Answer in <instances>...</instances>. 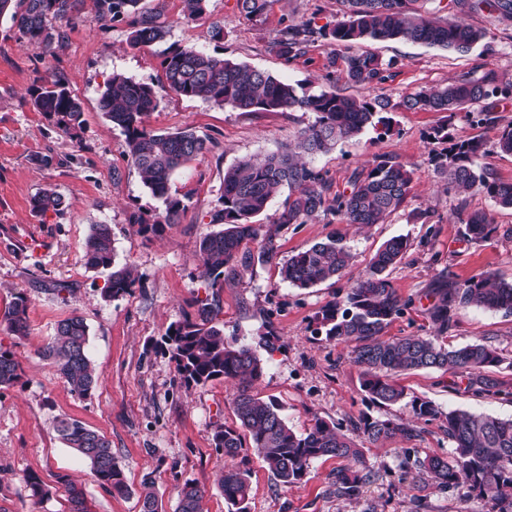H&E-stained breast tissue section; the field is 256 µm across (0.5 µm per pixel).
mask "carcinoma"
I'll use <instances>...</instances> for the list:
<instances>
[{"mask_svg": "<svg viewBox=\"0 0 512 512\" xmlns=\"http://www.w3.org/2000/svg\"><path fill=\"white\" fill-rule=\"evenodd\" d=\"M81 0H0V16L8 14L21 38L51 55L62 32L58 20H69L78 11ZM186 19L201 15L208 0H180ZM273 0H236L240 16L261 24ZM342 19L333 25L316 27L310 21L282 22L272 48L285 61L305 54L307 47L322 39L333 47L328 66L342 61L346 80L367 90L387 79L391 64L373 52L355 51L367 41L424 43L469 53L485 52L483 29L463 21L448 22L425 8L428 0H336ZM92 21L105 26L124 20L129 27L127 44L133 49L150 46L166 39L169 28L161 21L162 9L147 8L143 0H93ZM456 8L470 13L486 11L501 20H512V0H453ZM164 73L170 89L176 93L216 105L230 104L244 112L278 111L299 108L315 114V121L301 130L294 147L261 158H243L224 172L221 208L214 211L210 223L219 229L200 241L199 255L203 274L213 288L237 277L254 263H263L279 253V229L303 224L314 215H332L347 224L370 227L383 223L406 201L412 171L393 156H383L368 168L355 173L351 187L332 191L327 174L307 167L304 156L330 150L338 141L360 135L367 127H389L388 112L398 107L417 112H443L451 119L465 111L476 124L495 122L494 112L500 102L512 99V81H504L492 72L479 78L466 76L448 84L421 90L392 103L383 95L346 96L335 84L315 91L302 83L292 84L245 63L211 56L194 47L173 49L164 61ZM33 107L55 121L56 127L70 138L81 127L82 106L67 87L65 77L54 74L31 92ZM157 107L153 88L121 74L112 76L100 99L104 115L121 127L126 135L128 154L144 184L163 200L162 219L148 224L139 215L130 223L143 234L158 235L169 224L179 223L186 205L169 195L171 176L190 161L210 150V141L186 127L176 132L156 134L145 126V117ZM431 141L449 144L433 156L438 174L450 191H477L487 195L502 208L512 209V181L496 177L480 164L485 142L479 138L455 141L448 123L434 128ZM502 154L512 155V122L500 128L492 144ZM290 193L275 224L276 230L264 229L254 218L269 207L283 187ZM62 199L51 188L39 190L31 199L32 211L42 216L47 211L61 212ZM465 234L476 242L489 238L492 231L486 213L473 211L460 219ZM254 242L256 251L243 245ZM407 250L402 238L381 244L370 258L365 274L353 284L344 300L329 306L322 316L328 339L353 341L354 362L360 368L361 387L377 405H393L404 396V388L393 380L399 372L437 369L471 378L475 393L492 390L482 371L500 362L491 346L471 343L449 347L439 333L448 328L453 312L473 305L512 314V283L498 280L489 273L474 276L463 283L446 281L436 289L438 299L427 309L436 334L384 338L390 324L403 314L410 301L398 295L389 275L401 263ZM85 264L109 269L103 296L118 298L134 285L127 266L115 263L112 230L108 224H95L87 237ZM351 254L334 236L316 242L291 255L280 268L282 281L295 288H310L336 278L349 266ZM28 297L19 292L4 313L11 332L26 334ZM214 309L203 303L196 320L186 319L168 328L163 336L171 359L188 384H205L215 379L237 380L235 398L237 426L214 429L216 451L224 454V467L218 487L229 512H249L250 470L246 468L251 450L266 465L276 480L284 485L297 484L307 475L310 465L323 457L336 458L345 465L336 469V493L348 499L358 497L375 475L374 465L335 424L317 418L310 430L296 434L281 413L279 404L251 391V385L263 374L257 348L271 344L274 334L259 338L257 346L234 345L224 340V331L213 324ZM70 389L86 396L93 391L100 374L89 354L88 328L83 318L72 315L57 324L54 338L42 351ZM21 379L20 364L9 350L0 348V387L15 385ZM417 419L431 421L440 414L429 400L414 401ZM446 434L453 444L451 456L433 455L412 459L413 448L402 449L399 467L415 465L431 474L444 486L456 487L465 500L477 498L493 503L494 512H512V418L501 419L466 410H450L446 416ZM359 430L366 441L376 443L398 435L412 440L420 435L416 426L401 420L364 417ZM55 431L67 447L74 449L100 484L118 495L129 493L122 469L117 465L110 441L76 419H61ZM26 487L34 498L49 495L40 477L25 474ZM68 487L72 512H88L81 491L69 476H59ZM205 490L187 480L179 492L177 512H204ZM140 512H159L161 504L154 486L143 483L139 494Z\"/></svg>", "mask_w": 512, "mask_h": 512, "instance_id": "carcinoma-1", "label": "carcinoma"}]
</instances>
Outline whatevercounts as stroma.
<instances>
[{
    "label": "stroma",
    "instance_id": "obj_1",
    "mask_svg": "<svg viewBox=\"0 0 512 512\" xmlns=\"http://www.w3.org/2000/svg\"><path fill=\"white\" fill-rule=\"evenodd\" d=\"M166 40L141 49L127 45L123 22L100 27L92 22V0H84L72 20L60 22L64 38L54 55L23 42L10 17H0V347L20 362V382L0 388V512H69L68 493L58 481L67 474L83 491L90 512H139L138 493L151 480L163 512H175L185 481L206 490L207 512H228L216 478L224 464L212 443L219 425H236L237 385L218 379L186 386L161 346L169 326L196 316L201 301L216 307V323L231 344H251L274 332L272 348L259 350L265 369L255 383L259 396L276 399L289 426L307 432L315 419L335 422L355 442L364 443L376 475L355 499L337 496L333 474L337 460L314 461L297 485H280L264 463L249 455L250 512H492L485 500L463 501L457 489L424 479L417 469L401 471L400 450L410 446L418 457L449 455L445 412L460 409L512 418V316L474 306L457 309L445 340L460 346L474 342L494 348L498 365L485 377L501 394L480 397L466 376L439 370L411 371L397 381L406 395L399 403L378 406L361 388L353 345L327 339L324 310L341 301L365 272L371 255L386 240L405 238L407 252L390 274L409 306L387 328V336L425 335L427 315L439 282L465 280L486 272L512 282V209L483 194L447 191L432 161L426 136L442 123L439 112L400 108L410 94L468 75L492 71L512 80V21L489 14L460 15L451 0H432L444 19H465L483 28L491 52L459 54L423 44L372 41L368 50L391 65L390 78L374 88L397 108L390 129L369 128L339 142L326 153L309 156L310 167L327 172L337 190L350 186L353 174L380 156H395L412 171L405 204L384 223L357 229L340 218L319 216L279 233L276 259L257 263L223 287L201 278L199 243L212 231L211 216L220 206L224 172L238 160L277 152L312 124L313 113L294 108L242 112L188 98L171 90L163 61L170 49L193 46L208 54L246 63L297 83L325 84L330 47L320 40L305 55L284 61L271 43L284 19L334 24L336 0H274L267 20L255 25L241 18L235 0H209L204 15L183 20L180 0H163ZM224 38L212 40L214 25ZM60 71L84 110L81 146L57 132L31 102V91L49 70ZM150 85L157 108L145 118L156 133L191 127L212 141L211 150L176 172L170 194L186 210L178 224L161 235H142L131 214L159 219L165 206L144 186L133 166L122 129L101 112L99 100L113 74ZM50 156L51 166L37 157ZM54 188L64 199L62 213L34 215L32 196ZM485 212L493 231L488 240L464 236L461 215ZM112 229L116 261L132 266L136 282L118 299H104L108 270L87 267L85 241L93 225ZM331 235L342 236L352 260L343 274L309 289L281 281L279 267L289 256ZM29 299L28 334L14 335L3 319L17 292ZM81 316L89 332L90 355L100 381L90 395L71 392L50 361L41 356L57 323ZM427 399L441 412L421 436L365 444L355 429L363 417L413 421V399ZM73 418L103 434L123 469L129 494L110 493L77 453L54 430L58 419ZM36 473L47 485L44 499L31 497L24 482Z\"/></svg>",
    "mask_w": 512,
    "mask_h": 512
}]
</instances>
